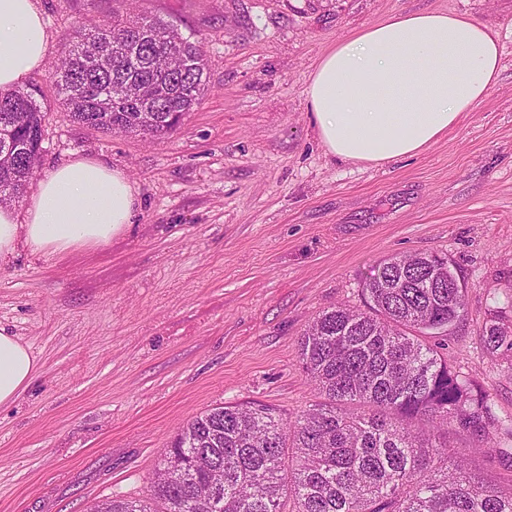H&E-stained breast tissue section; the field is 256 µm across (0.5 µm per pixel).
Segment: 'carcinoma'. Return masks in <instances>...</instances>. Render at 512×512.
<instances>
[{
    "instance_id": "obj_1",
    "label": "carcinoma",
    "mask_w": 512,
    "mask_h": 512,
    "mask_svg": "<svg viewBox=\"0 0 512 512\" xmlns=\"http://www.w3.org/2000/svg\"><path fill=\"white\" fill-rule=\"evenodd\" d=\"M50 78L77 122L136 136L148 115L160 137L199 102L207 73L200 42L143 12L78 27ZM47 114L35 89L0 93V204L24 196ZM457 281L438 254L379 261L363 307L324 310L301 338L320 401L291 423L265 404L207 410L164 449L148 499L115 496L91 512H512V487L469 465L477 452L512 468V418H498L438 340L467 316ZM481 342L512 359L502 319L485 323ZM451 431L471 447L450 442Z\"/></svg>"
}]
</instances>
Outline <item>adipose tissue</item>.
Masks as SVG:
<instances>
[{
	"instance_id": "ef3b65f1",
	"label": "adipose tissue",
	"mask_w": 512,
	"mask_h": 512,
	"mask_svg": "<svg viewBox=\"0 0 512 512\" xmlns=\"http://www.w3.org/2000/svg\"><path fill=\"white\" fill-rule=\"evenodd\" d=\"M45 21L34 0H0V91L43 67ZM501 47L464 15L419 12L390 18L327 52L306 89L327 152L354 163L413 157L456 126L497 83ZM136 198L119 171L76 159L48 174L26 224L0 208V258L18 239L33 252L107 244L132 221ZM39 364L15 336L0 332V407L15 403Z\"/></svg>"
}]
</instances>
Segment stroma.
Instances as JSON below:
<instances>
[{
	"mask_svg": "<svg viewBox=\"0 0 512 512\" xmlns=\"http://www.w3.org/2000/svg\"><path fill=\"white\" fill-rule=\"evenodd\" d=\"M34 2L48 53L25 84L50 111L27 195L81 157L122 171L137 207L106 245L44 256L20 241L0 261V331L40 363L0 408V512L147 499L164 448L218 406L293 421L318 399L299 354L308 324L362 306L372 265L394 255L453 262L468 319L448 351L512 415V367L480 341L492 316L512 320V0H143L207 63L204 95L160 139L74 122L49 80L72 31L126 0ZM415 11L485 25L502 48L497 83L418 156L338 161L308 107L311 75L337 41Z\"/></svg>",
	"mask_w": 512,
	"mask_h": 512,
	"instance_id": "stroma-1",
	"label": "stroma"
}]
</instances>
